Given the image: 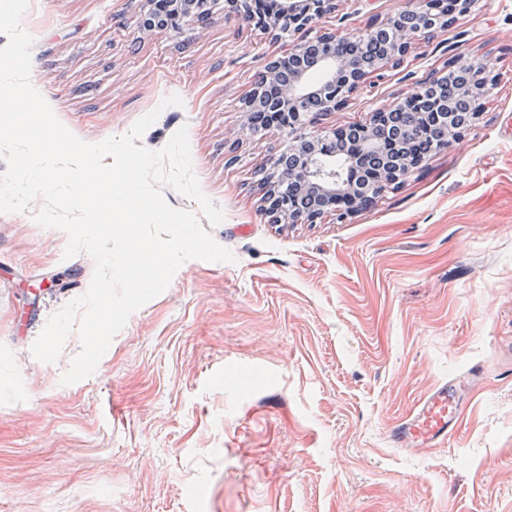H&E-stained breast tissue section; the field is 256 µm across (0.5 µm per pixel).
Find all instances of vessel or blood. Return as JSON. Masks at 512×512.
<instances>
[{"label":"vessel or blood","mask_w":512,"mask_h":512,"mask_svg":"<svg viewBox=\"0 0 512 512\" xmlns=\"http://www.w3.org/2000/svg\"><path fill=\"white\" fill-rule=\"evenodd\" d=\"M478 368L465 376L441 382L421 397L413 408L389 430L390 443L398 448L420 451L435 448L448 441L463 412L461 387L464 383L479 385Z\"/></svg>","instance_id":"b4317fda"}]
</instances>
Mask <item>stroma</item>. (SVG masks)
I'll return each mask as SVG.
<instances>
[{
    "instance_id": "1",
    "label": "stroma",
    "mask_w": 512,
    "mask_h": 512,
    "mask_svg": "<svg viewBox=\"0 0 512 512\" xmlns=\"http://www.w3.org/2000/svg\"><path fill=\"white\" fill-rule=\"evenodd\" d=\"M408 0H336L307 37L361 34ZM145 0H29L31 83L77 137L141 146L187 128L193 172L224 213L229 262L190 260L133 312L96 370L60 378L31 347L95 264L0 212V512H512V0H477L319 132L415 93L449 59L493 87L460 139L346 218L275 224L256 183L285 148L250 135L241 101L287 49L225 6L205 26L138 32ZM182 106H164L170 95ZM481 365L445 446L387 438L438 383Z\"/></svg>"
}]
</instances>
